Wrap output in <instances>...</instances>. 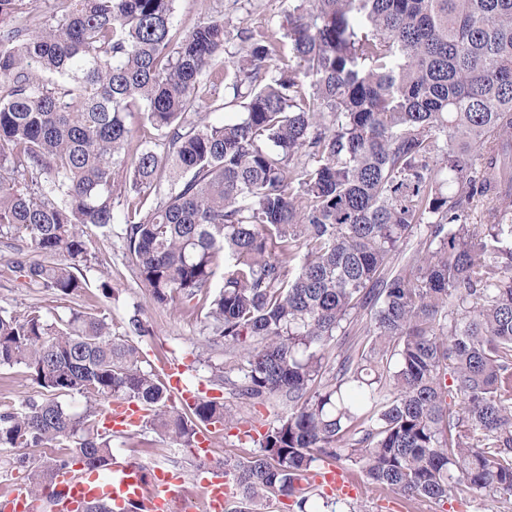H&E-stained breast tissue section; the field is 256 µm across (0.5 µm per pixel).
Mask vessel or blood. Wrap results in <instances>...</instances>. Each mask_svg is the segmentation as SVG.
<instances>
[{
    "instance_id": "obj_1",
    "label": "vessel or blood",
    "mask_w": 512,
    "mask_h": 512,
    "mask_svg": "<svg viewBox=\"0 0 512 512\" xmlns=\"http://www.w3.org/2000/svg\"><path fill=\"white\" fill-rule=\"evenodd\" d=\"M164 375L179 403L192 404L197 394L182 381L179 365L166 366ZM142 409L133 402L114 401L103 411L101 424L108 431H129L143 420ZM61 495L37 499L19 489L0 492V512H83L87 502L108 500L121 508L131 502L142 504L143 512H224L228 484L221 466H214L200 482L198 493L184 490L179 473L155 471L124 459L113 460L106 473L78 464L58 478Z\"/></svg>"
}]
</instances>
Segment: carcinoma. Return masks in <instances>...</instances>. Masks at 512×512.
Returning <instances> with one entry per match:
<instances>
[{
  "label": "carcinoma",
  "instance_id": "obj_1",
  "mask_svg": "<svg viewBox=\"0 0 512 512\" xmlns=\"http://www.w3.org/2000/svg\"><path fill=\"white\" fill-rule=\"evenodd\" d=\"M56 2L31 30L12 23L26 0H0V239L65 300L88 288L86 229L124 225L154 304L207 307L228 355L214 381L288 402L259 452L222 462L228 512L277 496L336 512L301 487L327 461L411 501L512 500V0H294L222 73V15L183 32L175 0ZM218 81L245 99L235 122L196 106ZM363 310L365 341L329 366ZM143 363L100 311L0 309V368L43 395L0 403V447L43 449L16 457L29 494L75 460L110 465L114 399L185 447L239 424L215 398L176 404Z\"/></svg>",
  "mask_w": 512,
  "mask_h": 512
}]
</instances>
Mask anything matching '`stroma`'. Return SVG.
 Returning a JSON list of instances; mask_svg holds the SVG:
<instances>
[{"label":"stroma","instance_id":"obj_1","mask_svg":"<svg viewBox=\"0 0 512 512\" xmlns=\"http://www.w3.org/2000/svg\"><path fill=\"white\" fill-rule=\"evenodd\" d=\"M288 0H176L173 24L187 31L206 16L223 13L228 31L227 51H235L238 34L246 28L257 29L279 19ZM9 252L0 246V308L21 314L30 307H42L49 317H66L70 309L99 308L111 317L117 332H125L132 315H140L148 333L135 337L134 342L154 361L156 367L177 363L185 381L204 396L223 401L236 416L243 418L244 434L225 431L223 426L212 429L216 452L213 460L237 459L257 452L253 432L265 431L288 411L285 402L270 398L257 404L242 403L231 387L218 386L212 380V365L222 363L224 350L208 341L204 310L178 302L166 306L153 304L147 289L129 263L120 225H113L110 238L91 231L89 254L83 272L89 287L82 295L59 300L32 286L21 272L13 271L8 262ZM110 280L115 290L112 298L102 297L97 285ZM114 457L137 461L149 467H176L182 470L186 487L199 489L198 476L210 467L211 460L192 455L158 434L152 427L113 435ZM337 512H512V501L499 496L478 493L465 499H454L446 508L426 501H409L396 493L379 492L359 485L354 497L342 500Z\"/></svg>","mask_w":512,"mask_h":512}]
</instances>
